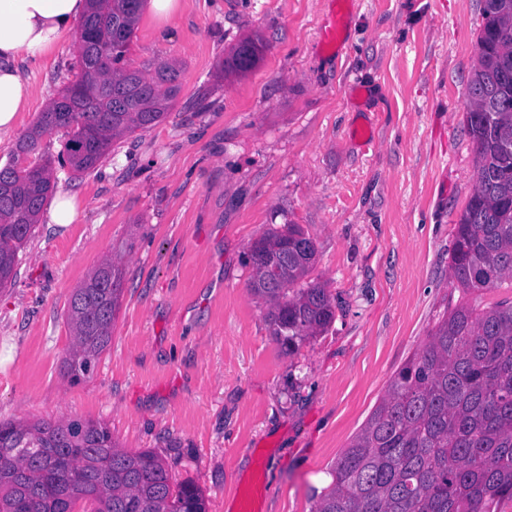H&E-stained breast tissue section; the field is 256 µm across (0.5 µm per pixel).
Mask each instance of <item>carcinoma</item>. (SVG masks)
Masks as SVG:
<instances>
[{"label": "carcinoma", "mask_w": 512, "mask_h": 512, "mask_svg": "<svg viewBox=\"0 0 512 512\" xmlns=\"http://www.w3.org/2000/svg\"><path fill=\"white\" fill-rule=\"evenodd\" d=\"M143 0H89L81 27L80 76L64 85L0 168V288L12 281L18 254L53 185L47 164L14 170L37 153L43 135L64 129L66 162L97 167L113 141L160 122L181 87L182 70L150 75L123 65ZM479 64L465 113L475 145L476 186L454 228L451 276L466 293L512 283V0H484ZM224 73L243 75L259 61L261 39L245 37ZM94 82L104 92H81ZM249 290L268 305L266 320L292 355L335 319L328 289L306 282L317 253L297 224L253 243ZM125 269L112 257L95 266L70 296L72 343L65 373L92 374L112 340ZM313 512H504L512 504V303L479 308L461 302L443 312L424 346L396 372L360 431L329 471ZM206 512L203 490L173 478L152 449L130 451L100 421H0V512Z\"/></svg>", "instance_id": "carcinoma-1"}]
</instances>
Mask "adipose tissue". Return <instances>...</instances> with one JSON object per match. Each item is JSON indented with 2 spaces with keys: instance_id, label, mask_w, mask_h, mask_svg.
I'll return each mask as SVG.
<instances>
[{
  "instance_id": "1",
  "label": "adipose tissue",
  "mask_w": 512,
  "mask_h": 512,
  "mask_svg": "<svg viewBox=\"0 0 512 512\" xmlns=\"http://www.w3.org/2000/svg\"><path fill=\"white\" fill-rule=\"evenodd\" d=\"M86 8V0H0V140L35 94L25 65L48 57Z\"/></svg>"
}]
</instances>
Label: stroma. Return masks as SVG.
Listing matches in <instances>:
<instances>
[{"label": "stroma", "instance_id": "35a3bbf8", "mask_svg": "<svg viewBox=\"0 0 512 512\" xmlns=\"http://www.w3.org/2000/svg\"><path fill=\"white\" fill-rule=\"evenodd\" d=\"M345 27L322 43L330 10ZM483 0H182L162 26L142 11L125 62L178 63L166 117L119 139L95 170L56 165L71 224H36L0 291V420L107 422L193 479L207 512H312L328 469L426 343L445 308L512 301L464 294L448 270L454 225L476 183L464 124ZM254 69L223 75L244 37ZM79 71L75 35L25 73L35 87L0 167ZM292 222L313 238L308 280L336 317L285 355L248 289L250 244ZM132 249H123L124 241ZM124 293L109 349L72 382L68 298L105 257ZM243 44H247L251 47V60L250 64L246 67H242L237 60V50ZM262 50L263 45L261 39L258 37H245L239 40L230 55L224 59V74L243 75L248 73L256 66Z\"/></svg>", "mask_w": 512, "mask_h": 512}]
</instances>
